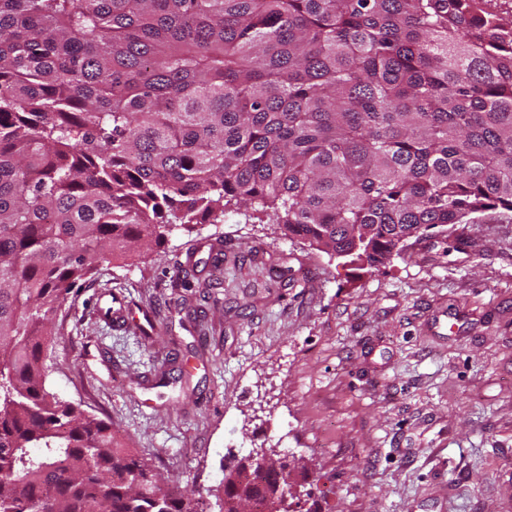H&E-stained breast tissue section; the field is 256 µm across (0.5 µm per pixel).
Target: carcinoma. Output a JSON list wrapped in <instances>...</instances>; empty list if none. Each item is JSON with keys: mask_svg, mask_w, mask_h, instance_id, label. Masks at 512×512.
<instances>
[{"mask_svg": "<svg viewBox=\"0 0 512 512\" xmlns=\"http://www.w3.org/2000/svg\"><path fill=\"white\" fill-rule=\"evenodd\" d=\"M486 4L0 0V512H200L46 387L100 265L242 207L370 267L512 213V17Z\"/></svg>", "mask_w": 512, "mask_h": 512, "instance_id": "carcinoma-1", "label": "carcinoma"}]
</instances>
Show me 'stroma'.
Returning a JSON list of instances; mask_svg holds the SVG:
<instances>
[{"label":"stroma","instance_id":"1","mask_svg":"<svg viewBox=\"0 0 512 512\" xmlns=\"http://www.w3.org/2000/svg\"><path fill=\"white\" fill-rule=\"evenodd\" d=\"M52 327V390L208 503L275 447L305 461L293 512H512V215L370 268L229 212L101 266Z\"/></svg>","mask_w":512,"mask_h":512}]
</instances>
